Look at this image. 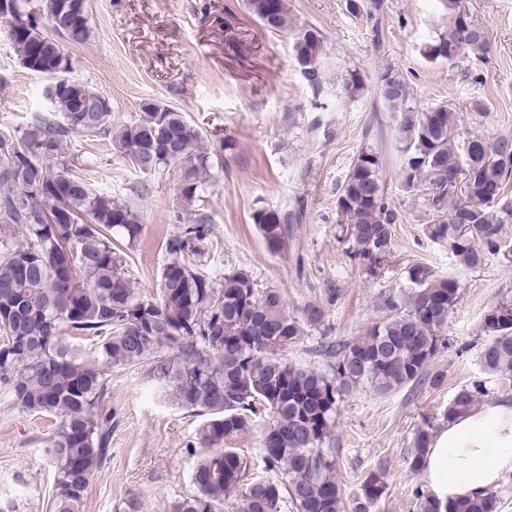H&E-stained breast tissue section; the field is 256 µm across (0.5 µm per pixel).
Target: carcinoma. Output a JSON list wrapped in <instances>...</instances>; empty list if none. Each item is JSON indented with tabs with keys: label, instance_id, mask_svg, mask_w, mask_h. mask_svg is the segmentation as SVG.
<instances>
[{
	"label": "carcinoma",
	"instance_id": "cac0c4a2",
	"mask_svg": "<svg viewBox=\"0 0 512 512\" xmlns=\"http://www.w3.org/2000/svg\"><path fill=\"white\" fill-rule=\"evenodd\" d=\"M443 2L445 23L423 53L450 64L465 53L488 54V27L460 0ZM28 4L13 0L16 26L8 40L25 69L47 77L50 109L0 141V384L21 409L59 418L47 450L57 475L52 512H82L90 481L111 452L112 412L103 404L112 369L131 367L174 405L203 418L199 440L212 448L195 466L194 492L164 512H221L229 501L241 503L243 512H345L335 449L326 447L338 406L364 385L387 394L426 381L448 346L458 281L413 265L409 292L383 303L387 318L361 336L337 340L327 335V306L336 290L294 313L279 289L260 290L245 272L219 283L204 272L209 224L200 214L168 238L159 295L142 298L124 270L125 252L114 243L116 236L129 247L137 241L139 214L74 174L64 143L75 132L104 135L142 174L179 168V193L189 206L204 201L213 156L186 113L154 100L142 103L135 122L108 124L109 101L71 77V57L45 31L50 27L71 44L87 42L88 0H43L38 13ZM245 6L267 30L286 28V0H245ZM323 50L318 29L296 35L295 61L314 86ZM377 91L390 111L404 113L401 187L429 211L428 237L448 242L465 266L499 255L502 225L512 222V136H465L458 113L446 104L408 113L409 89L392 69L378 74ZM382 168L381 155L361 147L336 198L339 242L372 277L390 258L397 223ZM300 218V210L286 207L259 206L252 214L267 250L282 256ZM14 226L24 228L23 240L10 233ZM481 330V376L457 390L441 414L445 422L492 396L489 380L512 387V300L491 305ZM312 331L321 337L311 350L317 362L288 358V349ZM262 415L268 417L261 443L267 477L249 475L250 461L224 447ZM435 429L430 419L416 429L411 470H420ZM385 489L384 476L370 474L352 512H375ZM415 496L419 512H497L500 501L494 489L446 504L419 487Z\"/></svg>",
	"mask_w": 512,
	"mask_h": 512
}]
</instances>
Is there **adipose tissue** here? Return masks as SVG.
I'll return each instance as SVG.
<instances>
[{"label": "adipose tissue", "mask_w": 512, "mask_h": 512, "mask_svg": "<svg viewBox=\"0 0 512 512\" xmlns=\"http://www.w3.org/2000/svg\"><path fill=\"white\" fill-rule=\"evenodd\" d=\"M440 502L480 495L512 474V404L490 402L439 428L421 462Z\"/></svg>", "instance_id": "adipose-tissue-1"}]
</instances>
